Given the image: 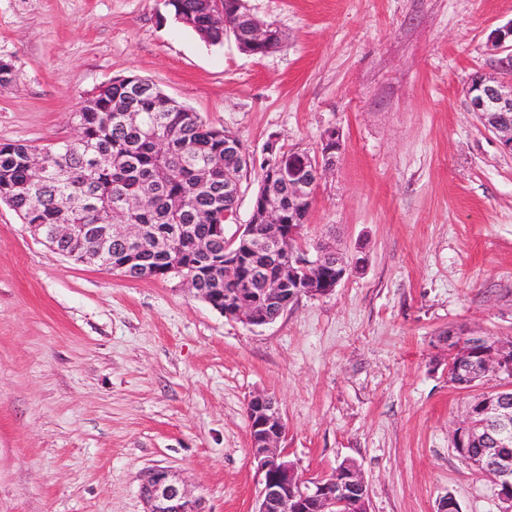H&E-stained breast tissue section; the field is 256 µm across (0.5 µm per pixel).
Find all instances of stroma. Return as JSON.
<instances>
[{"instance_id":"stroma-1","label":"stroma","mask_w":512,"mask_h":512,"mask_svg":"<svg viewBox=\"0 0 512 512\" xmlns=\"http://www.w3.org/2000/svg\"><path fill=\"white\" fill-rule=\"evenodd\" d=\"M283 46L204 42L164 0H0V142L71 138L95 89L135 73L231 132L248 223L270 138L342 136L306 246L362 268L271 325L224 318L182 278L131 280L53 250L0 201V512H144L169 470L207 512H253L248 398L273 396L300 475L358 462L370 512H499L452 444L478 389L448 383L449 329L512 339V154L466 105L512 0H247Z\"/></svg>"}]
</instances>
